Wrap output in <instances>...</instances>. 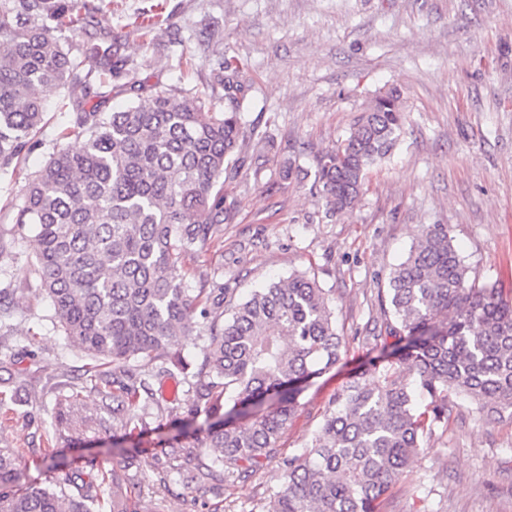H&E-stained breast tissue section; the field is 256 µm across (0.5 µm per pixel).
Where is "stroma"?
Listing matches in <instances>:
<instances>
[{"mask_svg":"<svg viewBox=\"0 0 512 512\" xmlns=\"http://www.w3.org/2000/svg\"><path fill=\"white\" fill-rule=\"evenodd\" d=\"M104 8L151 82L206 87L212 38L240 65L247 137L224 175L231 218L223 238L191 261L188 284L215 277L244 297L312 273L348 341L341 361L299 396L282 455L310 444L337 388L376 359L372 338L386 325L379 295L422 225H448L471 277L512 290V0H105ZM146 11L161 19L149 32L135 25ZM393 88L407 114L399 143L370 170L353 208L333 214L314 184L315 156ZM39 94L41 144L0 174V231L11 230L26 178L68 120L63 92ZM287 164L294 172L284 179ZM12 251L13 260L0 261V289H13L16 313L0 344L23 351L12 373L0 372V448L24 455L18 486L75 495L89 476L116 472L129 512H262L279 457L204 495L188 487L184 474L212 458L208 448L164 450L183 422L206 425L205 414L191 412L188 382L164 380L143 420L117 426L84 379L89 357L52 321L30 273L32 236L16 237ZM448 407L447 427L427 439L385 512H512V419L453 394ZM48 448L59 450L60 470L44 466Z\"/></svg>","mask_w":512,"mask_h":512,"instance_id":"1","label":"stroma"}]
</instances>
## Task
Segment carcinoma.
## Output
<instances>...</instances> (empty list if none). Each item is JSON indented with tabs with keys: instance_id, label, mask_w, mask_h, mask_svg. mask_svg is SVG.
Instances as JSON below:
<instances>
[{
	"instance_id": "cac0c4a2",
	"label": "carcinoma",
	"mask_w": 512,
	"mask_h": 512,
	"mask_svg": "<svg viewBox=\"0 0 512 512\" xmlns=\"http://www.w3.org/2000/svg\"><path fill=\"white\" fill-rule=\"evenodd\" d=\"M48 20L66 23L80 42L63 47ZM239 74L236 60L220 58L217 112L204 92L139 78L102 4L0 0V171L40 145L41 87H80L58 139L84 138L78 151L54 146L28 178L12 233H34L31 273L53 321L93 361L87 380L121 426L154 403L141 365L161 360L183 370V347H199L194 411L211 423L170 448L217 452L186 477L203 493L219 471L233 465L247 478L278 454L303 384L336 366L346 348L328 294L305 272L245 300L213 278L187 287L185 259L220 239L230 218L224 172L246 133ZM100 75L128 96L126 109L102 112L93 103L102 97ZM405 120L392 89L344 141L317 155L315 183L330 211L359 199ZM12 295L0 289V322L13 316ZM384 302L392 321L374 337L381 357L337 390L311 444L281 459L263 512H383L405 470L425 455L424 439L448 423L450 391L512 418V296L470 281L447 225L422 227L391 272ZM197 316L204 324L196 331ZM22 459L0 448V512H93L108 496L114 512H127L115 475L110 486L90 478L77 495L13 491Z\"/></svg>"
}]
</instances>
